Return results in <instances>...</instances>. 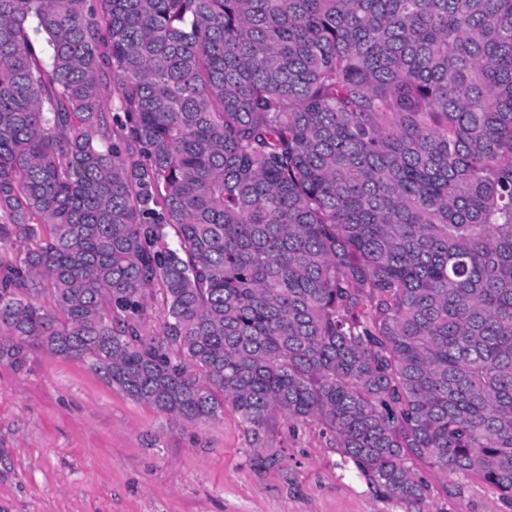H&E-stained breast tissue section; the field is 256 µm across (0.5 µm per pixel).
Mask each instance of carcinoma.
<instances>
[{"instance_id": "carcinoma-1", "label": "carcinoma", "mask_w": 512, "mask_h": 512, "mask_svg": "<svg viewBox=\"0 0 512 512\" xmlns=\"http://www.w3.org/2000/svg\"><path fill=\"white\" fill-rule=\"evenodd\" d=\"M5 249L1 361L512 512V0H0Z\"/></svg>"}]
</instances>
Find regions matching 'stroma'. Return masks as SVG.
Instances as JSON below:
<instances>
[{"mask_svg": "<svg viewBox=\"0 0 512 512\" xmlns=\"http://www.w3.org/2000/svg\"><path fill=\"white\" fill-rule=\"evenodd\" d=\"M418 468L432 495L388 500L318 424L280 421L257 445L229 408L191 424L77 359L0 361V512H502L481 483Z\"/></svg>", "mask_w": 512, "mask_h": 512, "instance_id": "1", "label": "stroma"}]
</instances>
